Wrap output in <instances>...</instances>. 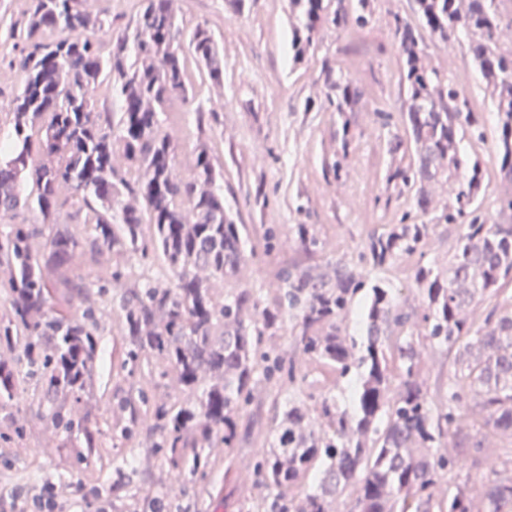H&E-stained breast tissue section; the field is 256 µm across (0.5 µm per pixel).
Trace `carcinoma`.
<instances>
[{
	"label": "carcinoma",
	"mask_w": 512,
	"mask_h": 512,
	"mask_svg": "<svg viewBox=\"0 0 512 512\" xmlns=\"http://www.w3.org/2000/svg\"><path fill=\"white\" fill-rule=\"evenodd\" d=\"M89 0H30L23 19L7 37L23 47L11 67L21 89L10 101L11 137L0 147V219L20 210L39 213L37 224L0 226V293L9 313L0 317V405L24 399L27 387L15 368L45 394L86 391L97 364L98 322L90 293L78 295V316L51 305L54 276L78 256L96 264L134 256L161 258L172 276L167 288L151 280L128 283L120 268L98 277L99 295L113 293L123 311L127 364L153 355L176 372L188 399L156 407L146 447L172 463L188 448L216 442L232 447L237 419L255 398L260 382L278 389L294 383L293 368L263 348L281 335L291 316L295 351L357 380L354 407L341 408L324 395L309 404L288 400L274 416L269 447L256 470L271 496L268 512H329L332 499L352 498L349 512H473L472 490L455 487L434 499L433 487L448 459L437 453L453 423L449 411L433 418L419 350L411 337L417 324L432 345L455 350V382L448 403L464 410L455 435L494 431L512 437V302L498 298L512 283V45L500 34L512 28L504 0H415L425 26L448 41L467 39L472 62L497 114L494 153L504 189L497 197L499 221L483 208L487 184L482 160L462 152L464 139L486 137L483 113L475 112L455 79L420 61V38L402 23L395 38L404 57L409 137L390 146V180L399 193L415 191L417 210L428 214L424 184L448 182V202L429 224L410 213L369 238L367 260L383 267L417 252L431 225L454 224L457 244L447 265L418 268L414 284L420 311L408 310L392 289L363 267L336 262L334 276L292 265L280 275L274 303L260 306L248 289L220 302L214 288L236 275L245 261L239 225L224 208L216 167L207 145L196 152L193 174L176 172L175 146L162 130L174 100L193 92L189 63L201 80L219 85L224 59L210 29L189 34L176 23L173 0H137L134 25L112 28L107 11ZM290 0L293 61L302 62L320 29L365 24L371 0ZM319 79L325 103L352 110L360 96L353 81L329 64ZM112 82L121 110L100 107L90 92ZM79 221L93 234L82 243L70 230ZM299 246L311 251L320 240L311 224L296 225ZM366 298L362 332L350 335L342 315L358 294ZM494 308L478 323L472 314L486 302ZM393 346H388L391 338ZM399 360L403 381L388 397L389 358ZM317 487L288 491L312 471ZM484 512H512V476H496L482 490Z\"/></svg>",
	"instance_id": "carcinoma-1"
}]
</instances>
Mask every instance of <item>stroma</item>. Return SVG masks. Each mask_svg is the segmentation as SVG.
Returning a JSON list of instances; mask_svg holds the SVG:
<instances>
[{"mask_svg":"<svg viewBox=\"0 0 512 512\" xmlns=\"http://www.w3.org/2000/svg\"><path fill=\"white\" fill-rule=\"evenodd\" d=\"M27 0H0V142L11 132L9 100L20 86L10 67L16 52L5 43V26L20 19ZM184 31L207 25L224 53V82L197 85L187 101L176 103L166 126L173 137L177 168L189 174L199 143H207L224 173V206L241 226L246 260L215 296L224 299L246 288L262 303L273 302L278 274L293 264L320 269L343 262L356 265L372 234L399 223L415 210L413 196L398 195L387 178L394 169L390 142L404 135L407 94L400 85L402 56L394 39L404 20L421 36L422 61L460 79L471 107L484 113L487 138L463 141L464 151L485 163L487 195L483 206L495 212L499 193L493 144L497 118L465 40L447 42L419 20L414 0H373L364 26H324L302 64L291 61L288 0H250L237 14L228 0H174ZM350 78L362 95L353 111L339 112L323 102L319 79L323 62ZM315 225L320 248L304 253L295 227ZM452 225H433L422 248L395 263L372 269L373 279L391 286L400 304L411 306L417 294L416 267L444 264L456 243ZM101 266L73 261L67 286L54 289L52 302L66 315L78 314L77 286H92ZM98 364L80 399H35L0 409V494L55 492L72 495L77 512H252L264 495L256 456L270 436L278 411L267 385L238 419L233 447L187 449L179 466L163 454L123 438L129 421L124 401L177 404L184 397L177 375L163 361L142 357L124 365L122 313L111 296L97 301ZM421 377L434 411L448 408L454 379V354L420 341ZM296 381L289 394L298 398L332 395L354 405L355 381L330 367L294 355ZM56 407L84 421L100 446L89 449L81 431L57 429L48 414ZM478 446L462 447L447 436L446 453L455 467L441 472L435 498L447 497L454 481L467 482L473 508L481 512L482 488L490 467L500 466L497 434L479 435ZM209 458L195 468V456Z\"/></svg>","mask_w":512,"mask_h":512,"instance_id":"obj_1","label":"stroma"}]
</instances>
